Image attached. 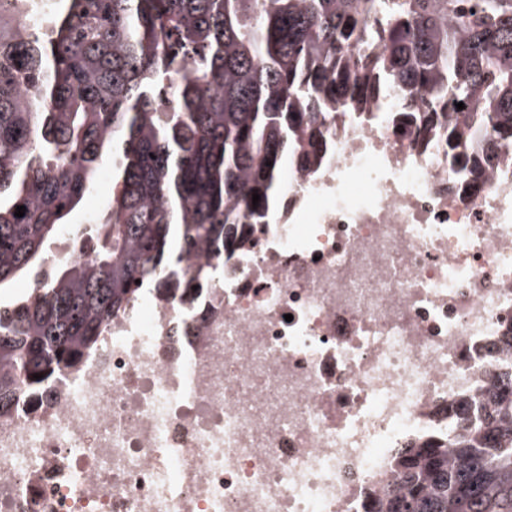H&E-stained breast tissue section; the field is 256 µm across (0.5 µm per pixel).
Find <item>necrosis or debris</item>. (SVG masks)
Listing matches in <instances>:
<instances>
[{"label":"necrosis or debris","instance_id":"necrosis-or-debris-1","mask_svg":"<svg viewBox=\"0 0 512 512\" xmlns=\"http://www.w3.org/2000/svg\"><path fill=\"white\" fill-rule=\"evenodd\" d=\"M202 311L140 293L37 410L0 417V512H365L512 369V162L481 192L348 113Z\"/></svg>","mask_w":512,"mask_h":512}]
</instances>
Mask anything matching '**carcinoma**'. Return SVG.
<instances>
[{"label":"carcinoma","instance_id":"1","mask_svg":"<svg viewBox=\"0 0 512 512\" xmlns=\"http://www.w3.org/2000/svg\"><path fill=\"white\" fill-rule=\"evenodd\" d=\"M370 101L383 111L359 117L436 143L477 191L512 159V0H52L38 24L0 0V289L112 162L81 257L0 308V416L46 397L143 289L206 293L245 225L280 214L286 167L322 159L325 120ZM393 467L366 512H512V397Z\"/></svg>","mask_w":512,"mask_h":512}]
</instances>
